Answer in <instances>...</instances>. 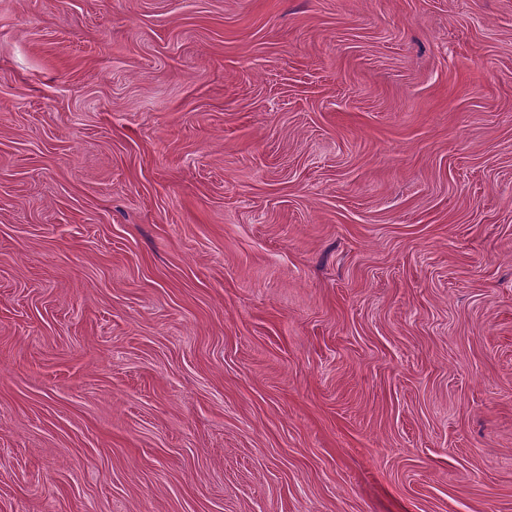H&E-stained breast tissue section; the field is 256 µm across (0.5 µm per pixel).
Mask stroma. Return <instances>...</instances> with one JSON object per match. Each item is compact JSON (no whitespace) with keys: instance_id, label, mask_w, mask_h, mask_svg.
I'll return each instance as SVG.
<instances>
[{"instance_id":"obj_1","label":"stroma","mask_w":512,"mask_h":512,"mask_svg":"<svg viewBox=\"0 0 512 512\" xmlns=\"http://www.w3.org/2000/svg\"><path fill=\"white\" fill-rule=\"evenodd\" d=\"M0 512H512V0H0Z\"/></svg>"}]
</instances>
